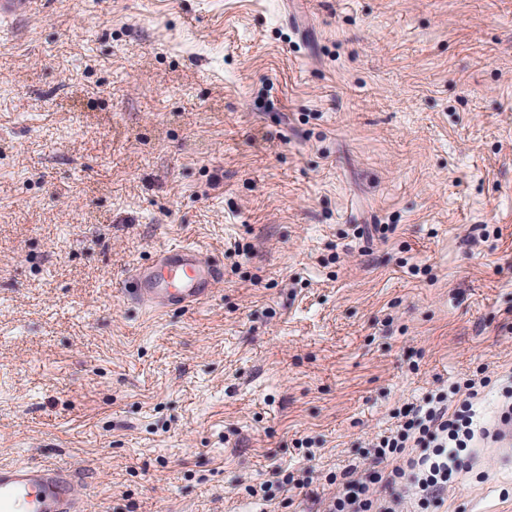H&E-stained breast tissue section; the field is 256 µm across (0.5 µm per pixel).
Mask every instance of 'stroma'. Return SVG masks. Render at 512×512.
<instances>
[{"label":"stroma","instance_id":"stroma-1","mask_svg":"<svg viewBox=\"0 0 512 512\" xmlns=\"http://www.w3.org/2000/svg\"><path fill=\"white\" fill-rule=\"evenodd\" d=\"M224 267L155 312L133 265ZM512 0H31L0 25V462L84 512L332 493L395 409L512 384ZM428 512H512L495 438ZM224 280V269L192 244L166 247L149 264L134 266L118 292L127 300L149 302L161 311L194 308L207 300ZM132 283L135 288H125Z\"/></svg>","mask_w":512,"mask_h":512}]
</instances>
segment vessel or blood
Wrapping results in <instances>:
<instances>
[{"label": "vessel or blood", "instance_id": "obj_1", "mask_svg": "<svg viewBox=\"0 0 512 512\" xmlns=\"http://www.w3.org/2000/svg\"><path fill=\"white\" fill-rule=\"evenodd\" d=\"M224 279L222 266L192 244L166 247L151 263L126 275L124 298L151 303L156 309L193 308L207 300ZM77 470L41 463H0V512H83L75 490Z\"/></svg>", "mask_w": 512, "mask_h": 512}]
</instances>
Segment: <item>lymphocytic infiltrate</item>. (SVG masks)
<instances>
[{"instance_id": "lymphocytic-infiltrate-1", "label": "lymphocytic infiltrate", "mask_w": 512, "mask_h": 512, "mask_svg": "<svg viewBox=\"0 0 512 512\" xmlns=\"http://www.w3.org/2000/svg\"><path fill=\"white\" fill-rule=\"evenodd\" d=\"M485 379H466V397L450 408L446 394L408 405L398 411L396 431L378 437L365 475L349 467L336 493L309 498L323 512H395L398 479L413 472L422 500H443L448 482L459 467L458 453L475 437L473 400Z\"/></svg>"}]
</instances>
